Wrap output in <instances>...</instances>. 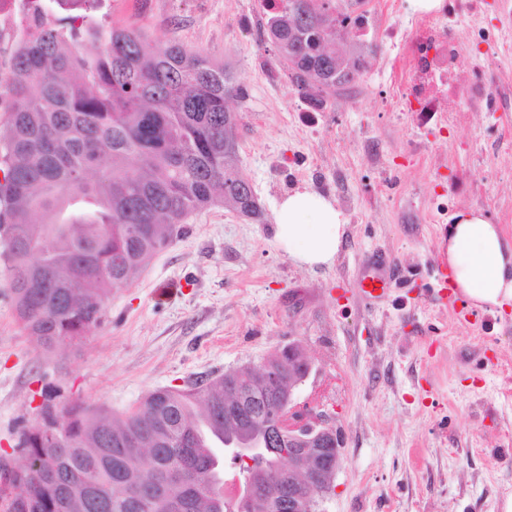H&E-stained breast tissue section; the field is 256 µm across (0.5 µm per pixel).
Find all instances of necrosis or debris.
Returning <instances> with one entry per match:
<instances>
[{
    "instance_id": "1",
    "label": "necrosis or debris",
    "mask_w": 512,
    "mask_h": 512,
    "mask_svg": "<svg viewBox=\"0 0 512 512\" xmlns=\"http://www.w3.org/2000/svg\"><path fill=\"white\" fill-rule=\"evenodd\" d=\"M374 10L396 16L397 24L372 31ZM348 11L356 19V36L371 34L392 47L391 94L399 112L445 114L448 99L456 94L453 74L461 47L450 31L459 19L479 18L478 37L492 44L496 54L512 53V43L499 35L500 27L512 25V0H439L430 11L404 10L400 0H369L364 9L351 0Z\"/></svg>"
}]
</instances>
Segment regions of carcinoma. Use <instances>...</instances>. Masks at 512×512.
Listing matches in <instances>:
<instances>
[{
    "instance_id": "cac0c4a2",
    "label": "carcinoma",
    "mask_w": 512,
    "mask_h": 512,
    "mask_svg": "<svg viewBox=\"0 0 512 512\" xmlns=\"http://www.w3.org/2000/svg\"><path fill=\"white\" fill-rule=\"evenodd\" d=\"M102 0H23L9 19L14 40L0 62V239L21 330L46 349L102 321L112 289L126 284L173 242L176 225L231 202L261 219L238 160L239 115L227 100L244 93L224 64L203 52L149 42L132 25L97 19ZM343 25L336 0H286L267 35L292 83L317 105L324 85H354L365 59L324 51L311 64V30ZM88 40L101 44L90 56ZM41 272L49 288L24 282ZM279 379L241 372L252 392L224 413V375L149 393L115 416L80 403L60 409L48 395L39 421L19 428L15 463L0 487L3 512H283L271 448L249 466L268 488L258 501L224 500L211 484L217 449L262 437L285 421L297 349L282 347Z\"/></svg>"
}]
</instances>
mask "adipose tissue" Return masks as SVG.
Returning <instances> with one entry per match:
<instances>
[{
	"label": "adipose tissue",
	"instance_id": "1",
	"mask_svg": "<svg viewBox=\"0 0 512 512\" xmlns=\"http://www.w3.org/2000/svg\"><path fill=\"white\" fill-rule=\"evenodd\" d=\"M276 239L289 257L309 267L332 265L345 234L335 203L297 191L277 202ZM446 258L451 287L478 306L512 301V244L481 210L459 212L448 228Z\"/></svg>",
	"mask_w": 512,
	"mask_h": 512
}]
</instances>
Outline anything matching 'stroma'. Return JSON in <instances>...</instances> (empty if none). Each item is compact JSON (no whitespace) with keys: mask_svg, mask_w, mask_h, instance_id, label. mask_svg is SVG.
<instances>
[{"mask_svg":"<svg viewBox=\"0 0 512 512\" xmlns=\"http://www.w3.org/2000/svg\"><path fill=\"white\" fill-rule=\"evenodd\" d=\"M259 0H104L105 24H130L160 44L206 51L242 84L241 169L263 222L231 204L193 214L173 243L113 289L101 323L82 341L45 351L21 330L0 265V466L12 464L21 425L37 422L44 394L123 415L150 392L202 376L261 367L284 345L310 366L297 406L333 374L344 437L317 512H501L512 495V306L460 322L409 281L435 283L457 212L481 209L512 242V99L496 115L458 112L429 139L426 118L391 111L386 46L337 37L368 67L352 92L305 126L302 98L277 47L256 22ZM467 78L512 82V57L485 64L468 23L454 28ZM386 164L378 170L366 142ZM309 190L346 219L332 266L295 263L276 238L274 206ZM387 259L390 299L372 304L352 283Z\"/></svg>","mask_w":512,"mask_h":512,"instance_id":"1","label":"stroma"}]
</instances>
